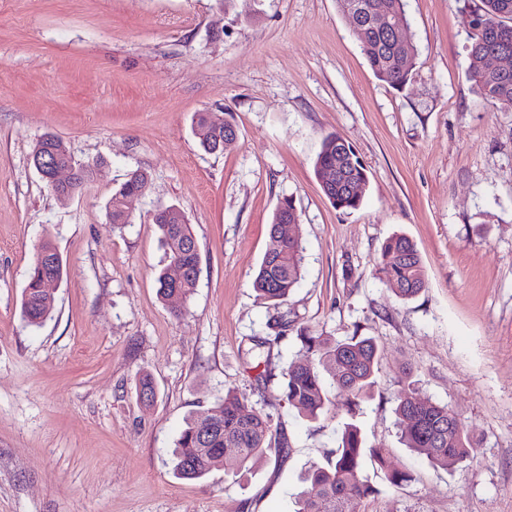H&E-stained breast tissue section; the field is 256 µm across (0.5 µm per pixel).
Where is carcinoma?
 Segmentation results:
<instances>
[{"mask_svg": "<svg viewBox=\"0 0 512 512\" xmlns=\"http://www.w3.org/2000/svg\"><path fill=\"white\" fill-rule=\"evenodd\" d=\"M341 11L354 3L374 5L392 16L404 10V0H338ZM463 23L468 32V69L479 93L488 103L512 112V70L507 74L485 68L481 61L489 54L512 58V0H478L463 9ZM375 77L395 88H403L416 65L418 49L412 40L398 39L392 27H365L355 33ZM209 112L197 114L195 134L201 147L222 153L232 149L237 137H229L224 127L218 129ZM330 170L337 175L336 189L328 197L338 210L357 209L363 197L349 193L352 182L369 183L367 169L352 150H346L343 139L326 136L315 161V172L323 177ZM149 184L146 172L135 170L113 193L108 215L113 226L129 223L125 200L144 194ZM285 213L276 210L269 224L270 236H278V245L264 255L253 279L259 299L279 304L285 301L302 275L303 247L298 238L284 235L281 224ZM161 233L168 261H176L184 273L180 281L158 276L159 294L169 300L186 299L197 286L200 255L196 239L188 224H168L163 217L154 218ZM383 283L399 298L412 299L425 288V273L418 250L408 237L394 235L381 246L378 268ZM63 276V261L51 242H43L37 250L25 288L22 292V315L31 325L41 324L54 308L55 297L41 288L44 277ZM298 339L304 359L291 362L283 371L282 394L298 414L316 420L327 409L329 399L324 376L328 375L336 393L343 397L347 414L354 418L361 405L371 397L379 369V350L373 339L347 336L330 340L299 330ZM412 369L404 372L405 384L395 408L402 425L401 438L406 447L424 454L432 465L443 469L467 460L476 447L460 417L427 395L419 393ZM288 446L285 435L273 427L271 420L248 408L246 399L235 390L224 393L207 416L191 415L185 421L173 451L174 474L182 479L197 480L206 476L217 464L224 471L237 474L268 453H279ZM234 454L223 456L222 449ZM370 459L384 472L387 481L398 484L408 480L404 472L389 468L384 449L367 443L360 427L343 425L331 464L312 465L306 480L318 488L314 497L298 500L297 512H360L361 504L375 489L364 474L365 459Z\"/></svg>", "mask_w": 512, "mask_h": 512, "instance_id": "obj_1", "label": "carcinoma"}]
</instances>
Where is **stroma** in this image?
<instances>
[{"label": "stroma", "mask_w": 512, "mask_h": 512, "mask_svg": "<svg viewBox=\"0 0 512 512\" xmlns=\"http://www.w3.org/2000/svg\"><path fill=\"white\" fill-rule=\"evenodd\" d=\"M463 6L406 0L418 58L399 91L375 78L337 0H0V512H295L347 419L339 396L315 421L282 397L303 328L379 349L357 422L411 479L367 466L376 493L361 512H512V112L467 77ZM199 112L236 126L232 150H202ZM47 134L94 169L70 198L33 165ZM330 134L369 172L353 211L335 209L315 175ZM137 169L149 186L113 227L107 203ZM288 197L303 271L273 305L252 281ZM159 205L185 215L200 253L178 305L157 293ZM396 233L425 268L409 301L377 273ZM46 240L64 275L31 326L21 296ZM258 338L268 357L252 354ZM409 363L476 437L465 462L437 468L402 444L394 408ZM229 389L287 448L236 476L176 478L187 417Z\"/></svg>", "instance_id": "stroma-1"}]
</instances>
